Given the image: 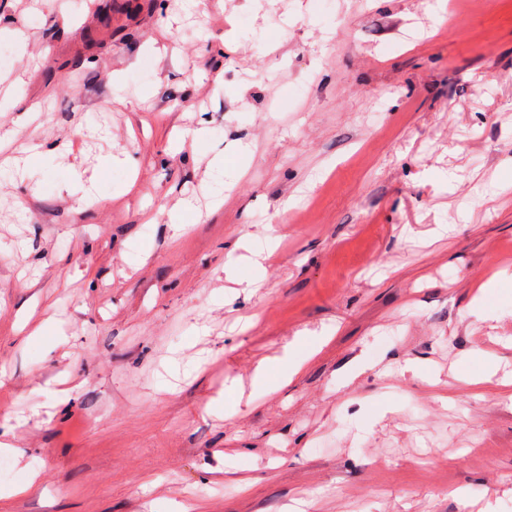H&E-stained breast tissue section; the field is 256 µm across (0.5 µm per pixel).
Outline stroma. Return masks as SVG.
I'll return each instance as SVG.
<instances>
[{
  "label": "stroma",
  "instance_id": "stroma-1",
  "mask_svg": "<svg viewBox=\"0 0 512 512\" xmlns=\"http://www.w3.org/2000/svg\"><path fill=\"white\" fill-rule=\"evenodd\" d=\"M435 5L0 0V512H512V0Z\"/></svg>",
  "mask_w": 512,
  "mask_h": 512
}]
</instances>
